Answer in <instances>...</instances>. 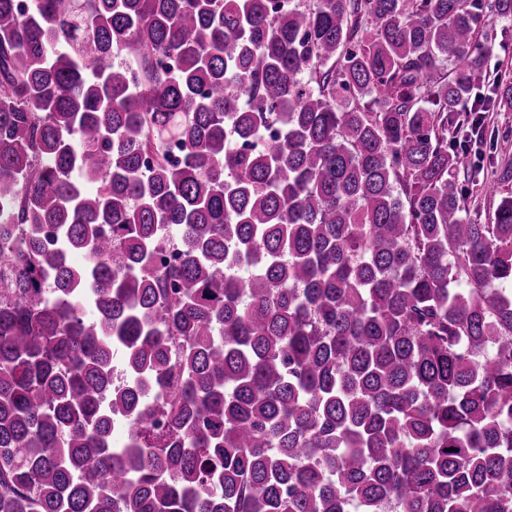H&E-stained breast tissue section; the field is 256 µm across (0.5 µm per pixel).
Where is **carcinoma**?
<instances>
[{
    "label": "carcinoma",
    "instance_id": "carcinoma-1",
    "mask_svg": "<svg viewBox=\"0 0 512 512\" xmlns=\"http://www.w3.org/2000/svg\"><path fill=\"white\" fill-rule=\"evenodd\" d=\"M485 8L0 0V512H512ZM484 139L481 145H475L472 152L463 155L460 167V182L463 181V169L477 172L476 182L465 183L472 193L470 209L472 214L480 216L485 224H490L494 211L502 194L496 196L478 192L479 185L492 177V171L504 161L512 160V112H483Z\"/></svg>",
    "mask_w": 512,
    "mask_h": 512
}]
</instances>
